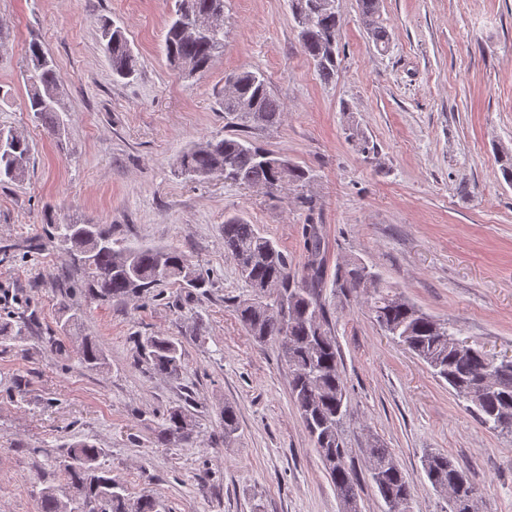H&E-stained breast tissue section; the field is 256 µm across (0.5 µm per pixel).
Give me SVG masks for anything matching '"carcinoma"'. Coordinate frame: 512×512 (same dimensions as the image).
I'll use <instances>...</instances> for the list:
<instances>
[{
    "instance_id": "1",
    "label": "carcinoma",
    "mask_w": 512,
    "mask_h": 512,
    "mask_svg": "<svg viewBox=\"0 0 512 512\" xmlns=\"http://www.w3.org/2000/svg\"><path fill=\"white\" fill-rule=\"evenodd\" d=\"M359 12L372 44L384 50L390 34L381 16L382 0H358ZM293 15L304 14L307 23L299 26L303 54L313 62L319 77L333 81L339 68V18L335 10L319 8L320 0H290ZM224 11V0H181V8L171 16L165 37L167 61L172 68L187 66L191 74L205 73L213 58L224 52V29L207 38H189L183 28L196 19ZM104 51L112 76L127 79L139 70V58L124 31L107 23L103 26ZM28 110L48 132L61 135V106L56 93L55 65L41 43L31 41L27 48ZM235 80L231 92L224 94L225 126L233 132L211 137L185 149L177 161L180 173L194 179L219 175L224 181L247 187H271L275 198L282 191L301 189L309 172L288 156L257 145L248 130L280 125L284 108L271 93L264 75L242 69L230 74ZM7 146L0 149V182H16L29 171L32 147L29 141L10 130L0 129ZM349 140L358 153L368 156L377 145L355 130ZM45 224L52 229L63 253L78 266L82 280L78 292L100 303L141 298L162 283L201 289L208 279L174 248L132 245L115 238L112 227L96 225L92 236L77 230L82 222H60L53 209L44 210ZM224 253L235 263L240 279L251 289L236 311L246 332L258 342L282 341L281 360L291 375V398L300 413L317 450L325 472L336 488L344 512H358L359 480L347 462L349 450L344 425L349 417L347 386L338 364L336 339L331 335L325 305L320 295L323 273V238L319 225L303 226V246L307 264L302 272L292 267L288 253L261 233L256 225L241 217L224 219ZM373 275L365 265L349 262L336 270V284L366 296L368 310L379 327L424 361L436 377L448 383L455 395L469 404L478 422L493 433L512 435V427H497L504 414L512 415V367H497L493 356L469 346L458 347L448 341L457 335L427 315L413 303ZM150 370L174 377L182 370V348L164 335L148 336L139 342ZM82 364L96 370L107 364L102 347L84 340ZM224 442L231 443L238 433L232 406H224ZM194 429L187 410L175 406L168 412L162 437L184 441ZM101 449L88 441L76 440L55 461V467L68 482L69 496L60 497L52 485L40 492V512H164L162 504L150 494L137 498L110 476L100 463ZM369 479L388 508L406 512L412 501V488L397 458L389 448L373 444L366 449ZM423 468L433 488L448 493V512L457 508L459 488L451 484L459 474L472 486L465 470L447 455L429 454Z\"/></svg>"
}]
</instances>
